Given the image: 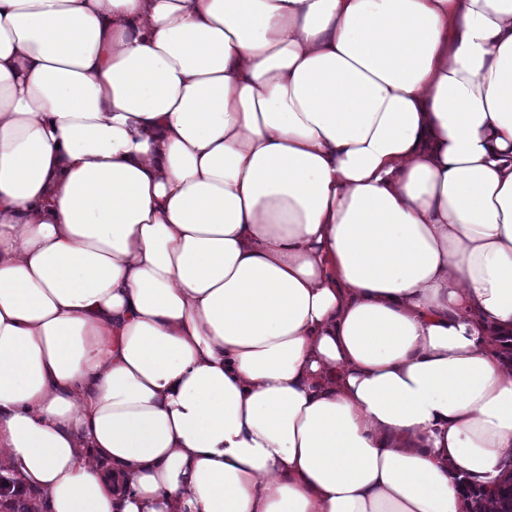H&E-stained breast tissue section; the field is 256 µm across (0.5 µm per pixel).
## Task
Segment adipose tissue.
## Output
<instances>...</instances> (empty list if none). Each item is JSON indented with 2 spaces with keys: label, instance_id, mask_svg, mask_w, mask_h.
Masks as SVG:
<instances>
[{
  "label": "adipose tissue",
  "instance_id": "obj_1",
  "mask_svg": "<svg viewBox=\"0 0 512 512\" xmlns=\"http://www.w3.org/2000/svg\"><path fill=\"white\" fill-rule=\"evenodd\" d=\"M510 348L512 0H0L38 512H465Z\"/></svg>",
  "mask_w": 512,
  "mask_h": 512
}]
</instances>
